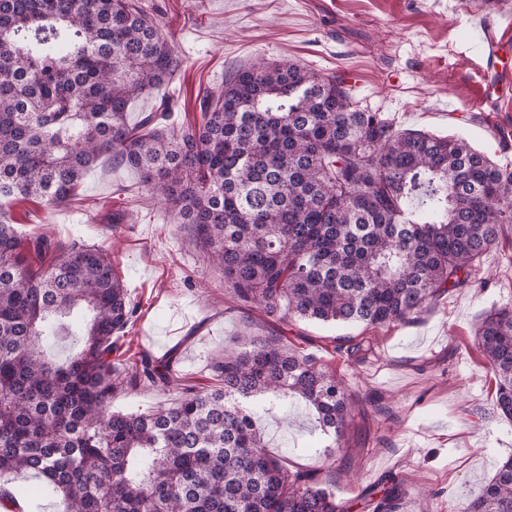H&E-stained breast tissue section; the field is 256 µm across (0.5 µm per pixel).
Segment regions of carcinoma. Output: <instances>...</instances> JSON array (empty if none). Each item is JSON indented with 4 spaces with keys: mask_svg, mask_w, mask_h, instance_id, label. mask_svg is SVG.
I'll return each instance as SVG.
<instances>
[{
    "mask_svg": "<svg viewBox=\"0 0 512 512\" xmlns=\"http://www.w3.org/2000/svg\"><path fill=\"white\" fill-rule=\"evenodd\" d=\"M179 68L136 0H0V197L72 199L103 156L134 169L239 301L279 319L378 327L472 285L512 224V172L466 140L398 131L352 86L293 60L261 61L208 93L201 121L165 128L127 109ZM49 256L34 270L30 256ZM137 307L108 251L26 236L0 211V473L43 479L67 512H345L333 491L266 450L250 404L299 401L349 449L361 401L280 339L239 337L217 389L148 413L112 411L123 387L166 391L170 360L125 373L114 339ZM58 336L81 346L59 360ZM512 420V307L476 330ZM374 512L405 494L381 486ZM512 512V457L466 507Z\"/></svg>",
    "mask_w": 512,
    "mask_h": 512,
    "instance_id": "cac0c4a2",
    "label": "carcinoma"
}]
</instances>
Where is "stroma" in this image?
<instances>
[{
  "label": "stroma",
  "instance_id": "stroma-1",
  "mask_svg": "<svg viewBox=\"0 0 512 512\" xmlns=\"http://www.w3.org/2000/svg\"><path fill=\"white\" fill-rule=\"evenodd\" d=\"M182 61L154 97L128 108L131 123L166 103L165 126L200 120L202 97L256 59H293L325 75H357L360 104L395 129L455 135L500 165L501 125L512 122V84L493 106L475 107L480 50L472 23L512 18V0H141ZM23 234L109 249L137 312L112 351L119 370L142 353L173 357L177 388H126L121 412L172 403L181 390L217 385L216 358L248 333L281 335L368 398L366 440L351 461L315 452L320 433L305 406L259 413L266 446L289 470L314 473L347 512H373L365 493L389 476L408 490L396 512H463L498 464L512 456V422L494 410L495 380L475 343L491 308L512 305V227L475 273L477 284L445 295L413 321L378 328L295 319L279 323L224 286V273L193 247L189 231L141 188L136 173L101 158L70 202L1 198ZM366 352L339 349L340 340ZM26 512H66L61 496L25 473L0 476Z\"/></svg>",
  "mask_w": 512,
  "mask_h": 512
}]
</instances>
